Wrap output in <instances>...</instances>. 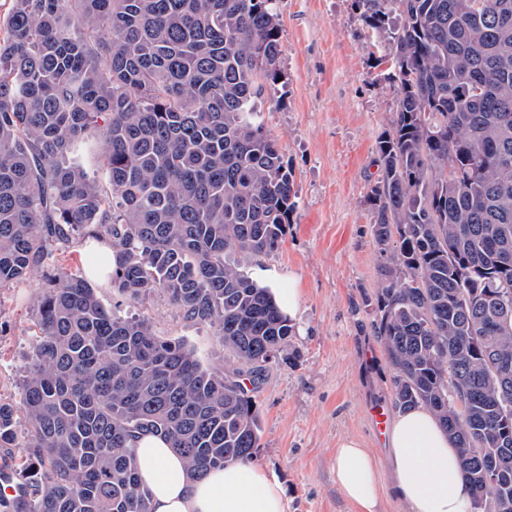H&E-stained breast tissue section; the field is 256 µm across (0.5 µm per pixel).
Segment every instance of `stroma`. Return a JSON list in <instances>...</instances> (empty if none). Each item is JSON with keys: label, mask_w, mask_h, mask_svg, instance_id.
Returning <instances> with one entry per match:
<instances>
[{"label": "stroma", "mask_w": 512, "mask_h": 512, "mask_svg": "<svg viewBox=\"0 0 512 512\" xmlns=\"http://www.w3.org/2000/svg\"><path fill=\"white\" fill-rule=\"evenodd\" d=\"M283 82L259 118L292 167L297 191L282 247L239 267L267 288H295L299 302L287 355L255 392L260 439L253 458L282 486L286 512H353L336 487L342 438L362 440L386 459L375 411L393 417L395 369L377 329L381 257L371 188L375 144L396 110L387 81L389 49L375 41L353 0H276ZM51 268L0 288V399L15 408L16 452L27 444L22 380L36 333L35 298ZM102 303L135 313L159 336L193 349L204 368L234 363L217 326L186 321L159 295L130 304L107 282Z\"/></svg>", "instance_id": "stroma-1"}]
</instances>
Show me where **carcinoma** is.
<instances>
[{
    "label": "carcinoma",
    "mask_w": 512,
    "mask_h": 512,
    "mask_svg": "<svg viewBox=\"0 0 512 512\" xmlns=\"http://www.w3.org/2000/svg\"><path fill=\"white\" fill-rule=\"evenodd\" d=\"M393 50L397 108L371 189L392 403L456 442L481 512H512V0H355ZM0 11V288L53 266L23 379L21 496L0 512H149L134 440L192 476L259 448L251 390L293 325L227 259L284 242L294 174L259 120L281 84L276 0H6ZM106 234L112 288L216 325L238 366L106 307L59 264ZM0 402V448L14 440Z\"/></svg>",
    "instance_id": "cac0c4a2"
}]
</instances>
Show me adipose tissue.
<instances>
[{"instance_id":"ef3b65f1","label":"adipose tissue","mask_w":512,"mask_h":512,"mask_svg":"<svg viewBox=\"0 0 512 512\" xmlns=\"http://www.w3.org/2000/svg\"><path fill=\"white\" fill-rule=\"evenodd\" d=\"M134 445L150 512H284L282 487L259 466L242 462L194 478L162 437L143 433ZM385 446L384 469L360 439L339 442L336 484L354 512H383L390 489L407 512H474L458 450L427 408L395 415Z\"/></svg>"}]
</instances>
